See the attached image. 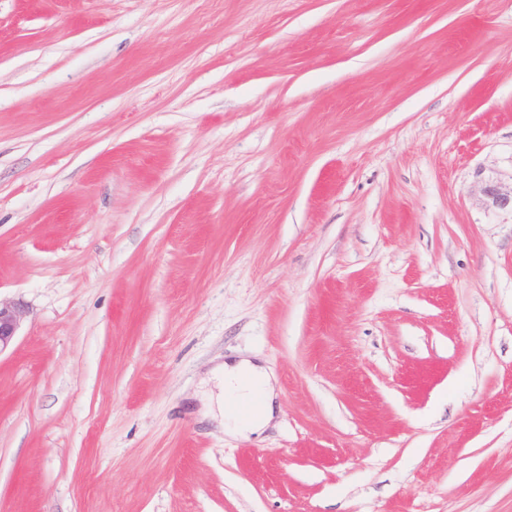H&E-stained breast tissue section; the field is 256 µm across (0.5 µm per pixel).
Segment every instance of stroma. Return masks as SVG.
Listing matches in <instances>:
<instances>
[{
	"label": "stroma",
	"mask_w": 512,
	"mask_h": 512,
	"mask_svg": "<svg viewBox=\"0 0 512 512\" xmlns=\"http://www.w3.org/2000/svg\"><path fill=\"white\" fill-rule=\"evenodd\" d=\"M490 181L512 0H0V512H512ZM27 314L20 302L0 297V355L12 346ZM218 370L224 375L223 393L219 401L223 425L227 422L236 429L251 431L264 427L273 416L272 389L266 374L246 359L232 367L224 362ZM254 397L260 398V404L249 416H240L236 407L238 403Z\"/></svg>",
	"instance_id": "35a3bbf8"
}]
</instances>
